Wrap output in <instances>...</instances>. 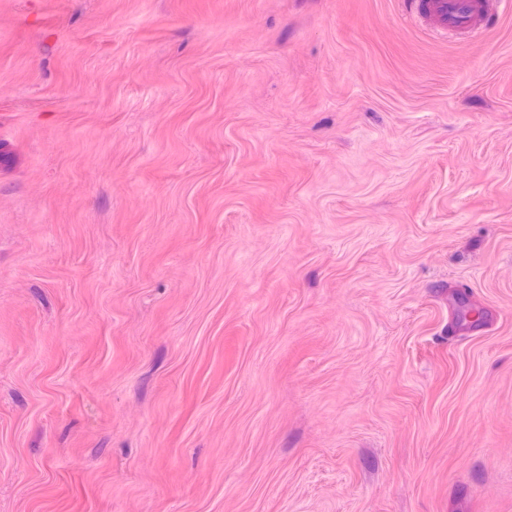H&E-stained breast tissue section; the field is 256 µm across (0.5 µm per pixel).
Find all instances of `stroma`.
Instances as JSON below:
<instances>
[{
	"label": "stroma",
	"mask_w": 512,
	"mask_h": 512,
	"mask_svg": "<svg viewBox=\"0 0 512 512\" xmlns=\"http://www.w3.org/2000/svg\"><path fill=\"white\" fill-rule=\"evenodd\" d=\"M498 13L0 0V512H512ZM406 14L433 16L444 31L466 33L483 23L488 5L484 0H404Z\"/></svg>",
	"instance_id": "1"
}]
</instances>
